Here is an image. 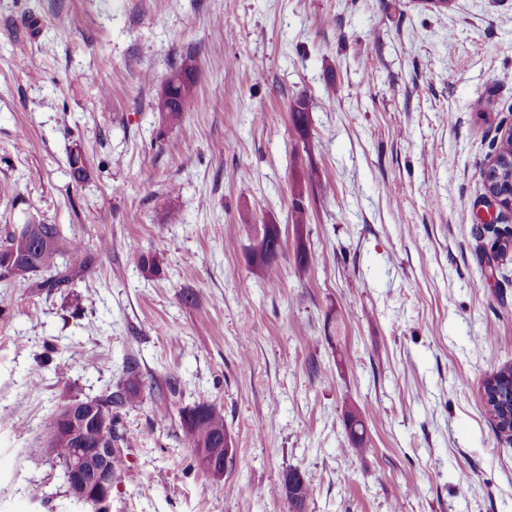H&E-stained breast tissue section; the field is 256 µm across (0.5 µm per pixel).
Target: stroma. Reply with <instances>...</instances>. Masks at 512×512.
I'll list each match as a JSON object with an SVG mask.
<instances>
[{"mask_svg":"<svg viewBox=\"0 0 512 512\" xmlns=\"http://www.w3.org/2000/svg\"><path fill=\"white\" fill-rule=\"evenodd\" d=\"M189 52L198 94L173 126L155 102ZM509 128L512 0H0V235L54 224L89 260L49 293L0 280V512H92L45 421L116 391L131 359L146 387L118 411L136 442L108 512H292L291 469L304 512H512V437L482 400L512 366V254L495 248L512 212L476 227ZM268 224L282 251L262 279ZM201 399L234 441L220 479L179 434ZM268 226L275 225L271 224L265 227L262 241H260L254 254L253 265L259 275L272 278L276 277L279 271L278 257L281 252V244L277 229L274 227L267 228ZM269 232L275 234L274 239H267Z\"/></svg>","mask_w":512,"mask_h":512,"instance_id":"35a3bbf8","label":"stroma"}]
</instances>
